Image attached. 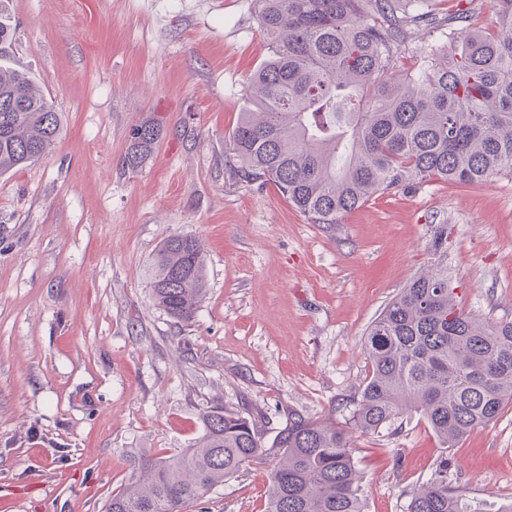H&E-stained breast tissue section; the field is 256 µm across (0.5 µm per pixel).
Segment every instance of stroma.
<instances>
[{
	"label": "stroma",
	"instance_id": "stroma-1",
	"mask_svg": "<svg viewBox=\"0 0 512 512\" xmlns=\"http://www.w3.org/2000/svg\"><path fill=\"white\" fill-rule=\"evenodd\" d=\"M257 14L256 0H16L9 61L61 129L0 175V512H104L130 458L190 447L216 400L256 418L264 458L186 512H266L271 443L292 409L348 429L364 512H408L443 459L462 497L491 512L512 502V404L453 448L417 414L350 427L363 334L433 264L437 236L458 306L512 322V177L413 183L332 229L309 223L244 181L225 147L269 54ZM448 43L447 29L411 30L404 68ZM149 120L155 150L124 168ZM172 234L206 251L185 329L147 285Z\"/></svg>",
	"mask_w": 512,
	"mask_h": 512
}]
</instances>
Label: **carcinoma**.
Wrapping results in <instances>:
<instances>
[{"mask_svg": "<svg viewBox=\"0 0 512 512\" xmlns=\"http://www.w3.org/2000/svg\"><path fill=\"white\" fill-rule=\"evenodd\" d=\"M12 0H0V59L12 49ZM398 0H258L270 54L246 79L247 104L227 146L248 182L272 185L312 224L329 228L372 196L439 179L480 185L512 176V0H493L496 28L469 27L458 9L450 49L423 74L394 75L421 15ZM60 132L31 76L0 65V174L38 161ZM160 128L133 129L123 159L136 170ZM156 305L186 327L205 291L201 240L172 234L149 269ZM369 365L353 427L375 434L421 414L443 447L498 418L512 401V323L462 311L438 258L370 324ZM195 443L130 460L107 512H184L263 455L256 420L212 404ZM266 512H363V477L345 431L289 410L276 437ZM408 512H482L448 490V460L414 492Z\"/></svg>", "mask_w": 512, "mask_h": 512, "instance_id": "carcinoma-1", "label": "carcinoma"}]
</instances>
